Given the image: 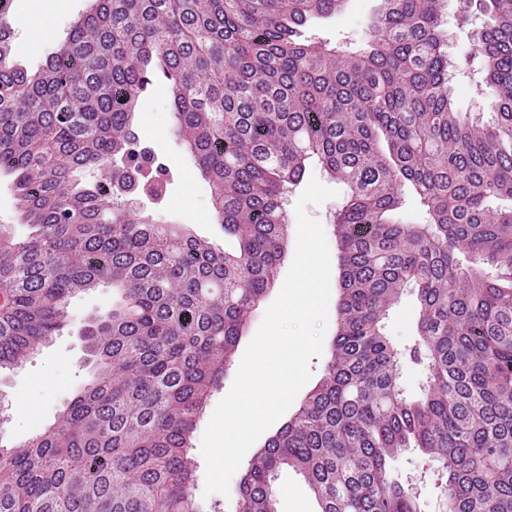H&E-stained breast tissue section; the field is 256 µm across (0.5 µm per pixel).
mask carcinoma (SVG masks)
Segmentation results:
<instances>
[{
    "mask_svg": "<svg viewBox=\"0 0 512 512\" xmlns=\"http://www.w3.org/2000/svg\"><path fill=\"white\" fill-rule=\"evenodd\" d=\"M0 0V177L30 232L0 225V371L67 327L71 300L120 301L84 329L91 380L41 434L0 441V512H199L192 438L288 242L284 192L316 159L335 216L340 299L320 382L249 460L235 512H272L291 468L318 512H418L394 463L447 474L445 512H512V0L479 61L491 119L456 109L445 0H380L357 49L301 39L345 0H91L31 72ZM231 250L127 200L166 168L134 123L155 72ZM410 184L426 224L396 212ZM413 290V344L384 333ZM423 366L419 392L402 383Z\"/></svg>",
    "mask_w": 512,
    "mask_h": 512,
    "instance_id": "cac0c4a2",
    "label": "carcinoma"
}]
</instances>
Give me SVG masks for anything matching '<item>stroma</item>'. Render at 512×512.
I'll list each match as a JSON object with an SVG mask.
<instances>
[{
  "instance_id": "35a3bbf8",
  "label": "stroma",
  "mask_w": 512,
  "mask_h": 512,
  "mask_svg": "<svg viewBox=\"0 0 512 512\" xmlns=\"http://www.w3.org/2000/svg\"><path fill=\"white\" fill-rule=\"evenodd\" d=\"M51 0H13L12 14L19 25L12 42L15 61L34 71L53 49V39L30 45L21 27L27 17L47 11L51 14L56 37L65 36L72 23L88 7V0H67L50 9ZM379 7V0H347L345 8L324 19H313L302 29L304 39L343 44L354 48L362 42L367 27ZM486 22L483 14L472 13L468 24L459 22L458 0H447L440 17V29L449 35L448 50L454 61L464 62L474 51L473 35ZM171 93L163 77H155L140 98L136 132L142 145L150 147L167 170L166 193L162 198L140 196L138 206L167 224H184L194 234L216 247L231 244L218 224L211 188L173 131ZM117 297L115 290L101 288L75 297L70 326L43 347L33 358L11 372L0 375V393L5 396L8 419L0 425V434L21 442L40 433L50 424L72 393L90 378L85 363L82 329L89 317L104 313ZM398 466L412 489L419 512H442L445 481L437 473L435 462L418 451L405 452ZM279 488L277 512H317V505L301 475L282 469L276 480Z\"/></svg>"
}]
</instances>
